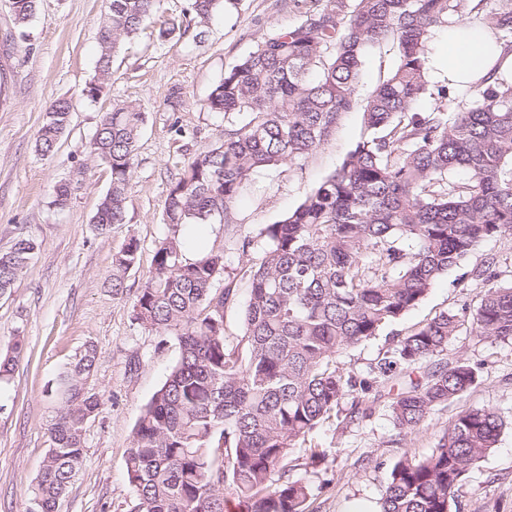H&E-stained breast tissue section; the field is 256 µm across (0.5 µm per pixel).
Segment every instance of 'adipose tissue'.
<instances>
[{
  "label": "adipose tissue",
  "mask_w": 512,
  "mask_h": 512,
  "mask_svg": "<svg viewBox=\"0 0 512 512\" xmlns=\"http://www.w3.org/2000/svg\"><path fill=\"white\" fill-rule=\"evenodd\" d=\"M429 76L451 85L475 86L492 72H512V52L505 49L488 24L449 25L439 51L429 56Z\"/></svg>",
  "instance_id": "obj_1"
}]
</instances>
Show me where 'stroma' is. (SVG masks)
Instances as JSON below:
<instances>
[{
	"instance_id": "35a3bbf8",
	"label": "stroma",
	"mask_w": 512,
	"mask_h": 512,
	"mask_svg": "<svg viewBox=\"0 0 512 512\" xmlns=\"http://www.w3.org/2000/svg\"><path fill=\"white\" fill-rule=\"evenodd\" d=\"M107 0H39L26 25H18L8 0H0V251L19 236L36 250L11 289L0 295V358L14 338L23 351L0 384V512H30L32 484L51 446L54 401L48 390L60 369L86 345L97 351L87 381L103 404L84 427L83 464L58 501L57 512H129L132 497L125 456L142 407L164 382L179 356L173 334L136 323L133 304L154 267L158 241L168 232L164 203L184 162L224 137V117L208 98L226 70L257 42L301 22L315 0H235L202 33L175 32L157 41L141 32L114 59L112 75L97 100L83 91L98 59L97 33ZM399 60L396 44L366 49L357 97L365 99ZM137 103L145 122L137 141L127 191L125 221L100 233L93 217L111 180L108 167L89 153V142L113 98ZM66 98L71 123L55 152L36 147L45 109ZM186 137H178L175 127ZM364 133L360 110L344 114L328 142L293 165L258 170L234 203L229 223L206 226L210 247L224 254V280L236 290L224 311V336L236 342L247 298L243 268L261 255L262 229L294 209L321 180L339 168ZM67 185L64 207L53 204ZM136 238L138 261L121 293L112 290V257ZM252 247L241 253L239 245ZM496 257L502 280L512 279V237L485 244L441 276L425 299L379 336L339 358L343 367L373 376L395 333L462 306L476 307L484 289L474 270ZM463 359L478 372L462 398L438 406L410 434L395 426L386 405L362 422L341 428L328 422L294 449L286 466L292 479L309 484V512H379L390 472L403 458L431 455L457 415L483 406L506 422L498 442L460 483V512H512V344L494 342L463 324L443 355ZM324 450L310 462L306 451Z\"/></svg>"
}]
</instances>
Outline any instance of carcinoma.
<instances>
[{
  "label": "carcinoma",
  "instance_id": "obj_1",
  "mask_svg": "<svg viewBox=\"0 0 512 512\" xmlns=\"http://www.w3.org/2000/svg\"><path fill=\"white\" fill-rule=\"evenodd\" d=\"M467 0H323L299 24L257 42L224 73L209 95L224 114V139L180 168L171 183L156 246L154 270L134 304V319L171 332L179 358L143 406L125 457L132 512H225L224 489L246 512H308L311 486L290 479L284 461L322 424L346 427L372 414L366 399L376 379L340 367V355L373 338L417 306L435 281L483 244L512 235V82L475 88L460 112L417 105L431 94L428 43L434 29L466 8ZM160 0H109L98 35L97 74L86 86L98 98L112 61L159 9ZM232 0H192L198 26L228 11ZM19 24L38 0H10ZM512 38V6L485 15ZM397 44L399 63L367 97V131L341 166L281 220L266 225L260 260L244 270L249 297L236 343L224 338V308L233 293L217 288L224 253L206 249L184 258L189 224L228 217L241 190L262 167L306 159L336 132L358 101L364 51ZM71 105L46 109L38 151L52 154L69 125ZM144 113L115 101L103 113L90 153L111 172L93 223H124L127 187ZM456 169L469 173L458 185ZM404 240L416 243L407 251ZM36 250L17 238L0 252V291L10 288ZM132 237L112 259V287H124L137 263ZM488 284L472 313V330L512 344V281L499 280L495 258L474 271ZM467 309L443 312L397 334L378 372L422 365L443 355ZM0 361L7 379L23 350ZM96 349L89 344L57 376L51 447L35 478L41 512L58 501L83 460V429L101 406L86 388ZM465 360L428 367L397 392L387 391L395 426L408 434L439 405L462 397L476 382ZM351 399L343 407L345 399ZM504 426L494 411L471 406L422 459L397 462L380 512H459L457 488L470 468L496 445Z\"/></svg>",
  "mask_w": 512,
  "mask_h": 512
}]
</instances>
